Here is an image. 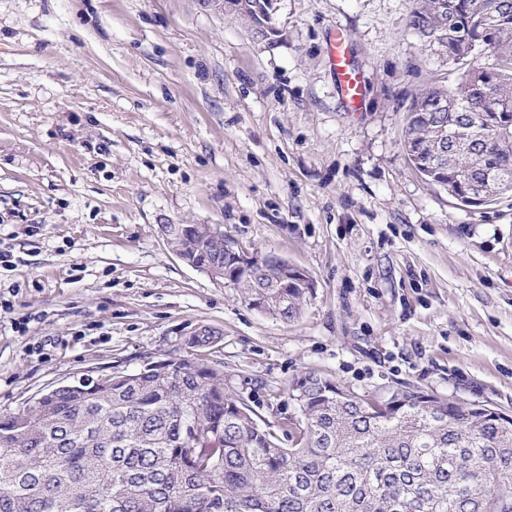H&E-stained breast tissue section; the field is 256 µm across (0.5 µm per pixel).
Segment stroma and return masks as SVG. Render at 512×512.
I'll use <instances>...</instances> for the list:
<instances>
[{"instance_id":"35a3bbf8","label":"stroma","mask_w":512,"mask_h":512,"mask_svg":"<svg viewBox=\"0 0 512 512\" xmlns=\"http://www.w3.org/2000/svg\"><path fill=\"white\" fill-rule=\"evenodd\" d=\"M412 5L277 0L271 43L202 0H0V413L200 327L283 441L307 371L512 412V196L463 206L408 160L411 97L455 78ZM338 32L358 112L326 53ZM164 224L308 271L299 319L185 264Z\"/></svg>"}]
</instances>
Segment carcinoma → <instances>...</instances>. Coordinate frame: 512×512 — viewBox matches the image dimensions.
Here are the masks:
<instances>
[{"label": "carcinoma", "mask_w": 512, "mask_h": 512, "mask_svg": "<svg viewBox=\"0 0 512 512\" xmlns=\"http://www.w3.org/2000/svg\"><path fill=\"white\" fill-rule=\"evenodd\" d=\"M410 29L476 60L428 84L405 112L404 148L466 203L512 194V0H414ZM189 263H224V241L173 235ZM232 280L251 307L297 320L314 280L274 255ZM221 336L186 338L167 369L115 373L91 392L60 385L0 414V512H512V415L419 388L367 397L314 371L288 384L291 444L259 427L209 359Z\"/></svg>", "instance_id": "1"}]
</instances>
